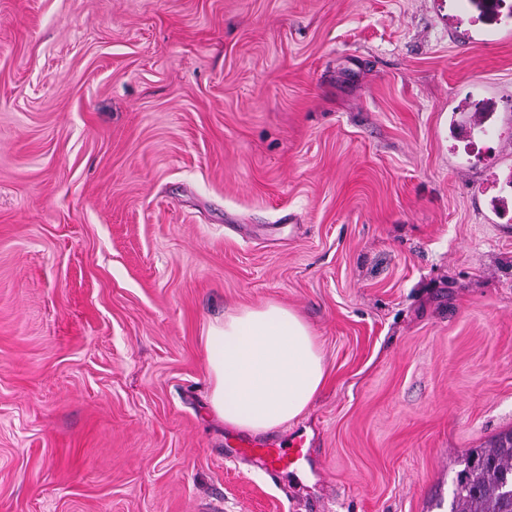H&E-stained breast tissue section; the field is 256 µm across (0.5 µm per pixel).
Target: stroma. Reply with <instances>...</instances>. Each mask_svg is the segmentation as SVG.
Listing matches in <instances>:
<instances>
[{
  "instance_id": "stroma-1",
  "label": "stroma",
  "mask_w": 512,
  "mask_h": 512,
  "mask_svg": "<svg viewBox=\"0 0 512 512\" xmlns=\"http://www.w3.org/2000/svg\"><path fill=\"white\" fill-rule=\"evenodd\" d=\"M472 0H0V512H449L512 430V22ZM327 381L224 456L202 336ZM304 443L303 437L293 439L288 446H283L282 442L257 444L237 437L233 441L226 439L224 446L232 457L259 459L270 476L278 477L284 469L298 470L308 465L310 454L303 452Z\"/></svg>"
}]
</instances>
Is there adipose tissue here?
Here are the masks:
<instances>
[{
	"instance_id": "1",
	"label": "adipose tissue",
	"mask_w": 512,
	"mask_h": 512,
	"mask_svg": "<svg viewBox=\"0 0 512 512\" xmlns=\"http://www.w3.org/2000/svg\"><path fill=\"white\" fill-rule=\"evenodd\" d=\"M204 349L210 410L235 430L258 435L297 421L326 382L317 336L275 302L211 321Z\"/></svg>"
}]
</instances>
